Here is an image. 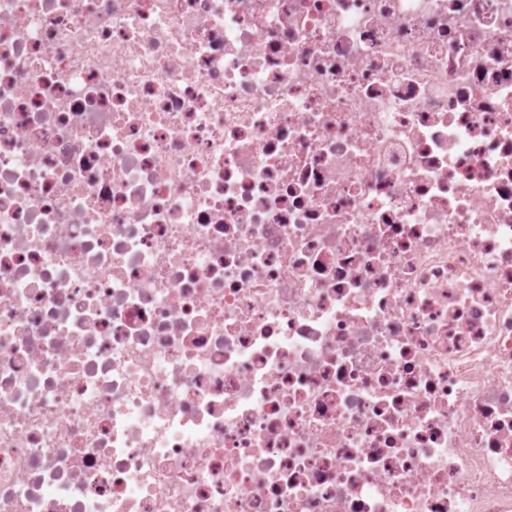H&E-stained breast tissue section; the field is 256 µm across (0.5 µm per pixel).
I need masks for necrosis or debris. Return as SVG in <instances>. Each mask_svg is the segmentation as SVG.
Returning a JSON list of instances; mask_svg holds the SVG:
<instances>
[{"mask_svg":"<svg viewBox=\"0 0 512 512\" xmlns=\"http://www.w3.org/2000/svg\"><path fill=\"white\" fill-rule=\"evenodd\" d=\"M0 512H512V0H0Z\"/></svg>","mask_w":512,"mask_h":512,"instance_id":"necrosis-or-debris-1","label":"necrosis or debris"}]
</instances>
